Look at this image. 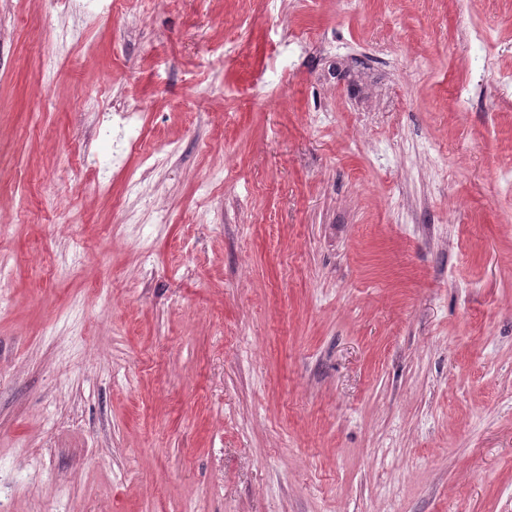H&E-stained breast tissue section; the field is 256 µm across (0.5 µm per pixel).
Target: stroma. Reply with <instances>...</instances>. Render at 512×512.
<instances>
[{"label":"stroma","mask_w":512,"mask_h":512,"mask_svg":"<svg viewBox=\"0 0 512 512\" xmlns=\"http://www.w3.org/2000/svg\"><path fill=\"white\" fill-rule=\"evenodd\" d=\"M510 75L512 0H0V512H512Z\"/></svg>","instance_id":"1"}]
</instances>
